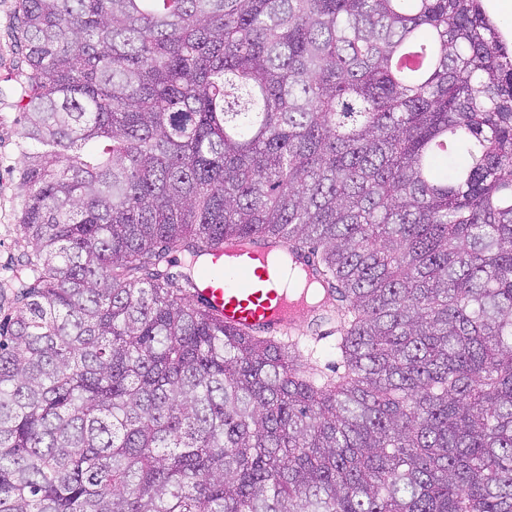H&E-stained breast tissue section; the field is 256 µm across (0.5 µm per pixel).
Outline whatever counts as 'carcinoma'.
Instances as JSON below:
<instances>
[{
	"label": "carcinoma",
	"instance_id": "carcinoma-1",
	"mask_svg": "<svg viewBox=\"0 0 512 512\" xmlns=\"http://www.w3.org/2000/svg\"><path fill=\"white\" fill-rule=\"evenodd\" d=\"M0 512H512V45L483 0H18ZM309 254L327 374L173 271Z\"/></svg>",
	"mask_w": 512,
	"mask_h": 512
}]
</instances>
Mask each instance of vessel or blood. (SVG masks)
<instances>
[{
    "mask_svg": "<svg viewBox=\"0 0 512 512\" xmlns=\"http://www.w3.org/2000/svg\"><path fill=\"white\" fill-rule=\"evenodd\" d=\"M311 270L304 258L293 267L277 262L264 243L229 240L214 251L200 273L196 296L227 326L247 323L262 332L284 335L314 312L303 295Z\"/></svg>",
    "mask_w": 512,
    "mask_h": 512,
    "instance_id": "b4317fda",
    "label": "vessel or blood"
}]
</instances>
